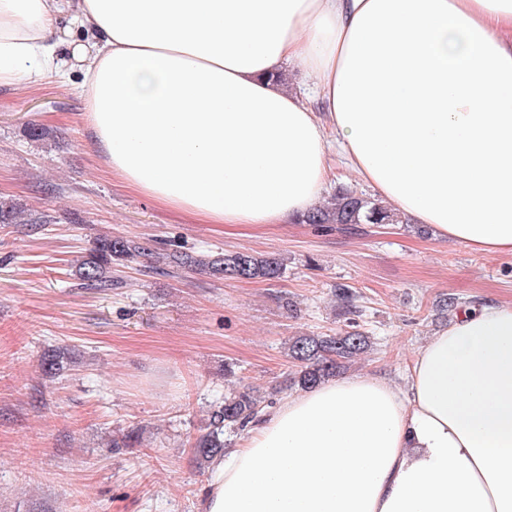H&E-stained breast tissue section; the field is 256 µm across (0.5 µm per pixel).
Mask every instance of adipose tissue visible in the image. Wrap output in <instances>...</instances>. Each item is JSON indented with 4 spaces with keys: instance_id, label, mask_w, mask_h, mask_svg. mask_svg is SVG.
I'll return each mask as SVG.
<instances>
[{
    "instance_id": "ef3b65f1",
    "label": "adipose tissue",
    "mask_w": 512,
    "mask_h": 512,
    "mask_svg": "<svg viewBox=\"0 0 512 512\" xmlns=\"http://www.w3.org/2000/svg\"><path fill=\"white\" fill-rule=\"evenodd\" d=\"M74 65L113 176L194 223L302 216L336 145L410 222L512 255V0H0V86ZM201 512H512V303L458 314L403 384L288 397Z\"/></svg>"
}]
</instances>
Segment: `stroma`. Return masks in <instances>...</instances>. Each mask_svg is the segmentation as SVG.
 <instances>
[{"mask_svg":"<svg viewBox=\"0 0 512 512\" xmlns=\"http://www.w3.org/2000/svg\"><path fill=\"white\" fill-rule=\"evenodd\" d=\"M83 111L76 75L0 88V197L47 218L0 224V512H200L209 472L192 439L231 388L291 395L289 338L356 324L372 347L350 373L397 380L453 319L440 300L512 302V256L417 224L191 223L113 177ZM105 233L273 253L287 270L238 281L134 264L123 287L77 286L72 261ZM57 347L75 361L49 378L39 359ZM131 431L133 447H113Z\"/></svg>","mask_w":512,"mask_h":512,"instance_id":"stroma-1","label":"stroma"}]
</instances>
